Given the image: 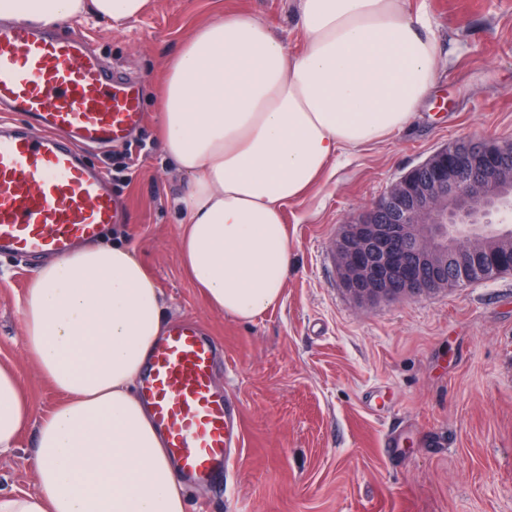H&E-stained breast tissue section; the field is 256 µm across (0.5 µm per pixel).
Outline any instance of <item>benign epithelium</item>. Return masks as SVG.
<instances>
[{"label":"benign epithelium","instance_id":"benign-epithelium-1","mask_svg":"<svg viewBox=\"0 0 512 512\" xmlns=\"http://www.w3.org/2000/svg\"><path fill=\"white\" fill-rule=\"evenodd\" d=\"M361 211L338 237L343 288L359 304L419 298L475 273L512 272V254L489 248L512 212V148L481 140L443 149Z\"/></svg>","mask_w":512,"mask_h":512}]
</instances>
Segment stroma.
Returning <instances> with one entry per match:
<instances>
[{
	"instance_id": "1",
	"label": "stroma",
	"mask_w": 512,
	"mask_h": 512,
	"mask_svg": "<svg viewBox=\"0 0 512 512\" xmlns=\"http://www.w3.org/2000/svg\"><path fill=\"white\" fill-rule=\"evenodd\" d=\"M440 46L438 81L405 132L353 150L285 223L291 248L281 303L252 321L208 307L179 256L173 202L187 180L162 152L158 89L166 58L201 22L239 12L269 21L289 51L296 0H154L114 28L78 24L107 71L141 82L149 150L136 172L122 147L92 151L127 220L129 246L162 292L167 319L196 318L217 343L214 386L244 415L232 491L186 484L188 512H512V274L372 305L342 288L335 238L350 217L435 152L461 140L512 142V0H409ZM39 265L0 254V360L36 414L57 401L22 348L18 304ZM25 432L0 454V492L36 491Z\"/></svg>"
}]
</instances>
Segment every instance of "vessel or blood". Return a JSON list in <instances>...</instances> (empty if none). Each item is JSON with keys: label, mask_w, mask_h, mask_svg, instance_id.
Masks as SVG:
<instances>
[{"label": "vessel or blood", "mask_w": 512, "mask_h": 512, "mask_svg": "<svg viewBox=\"0 0 512 512\" xmlns=\"http://www.w3.org/2000/svg\"><path fill=\"white\" fill-rule=\"evenodd\" d=\"M0 252L62 257L96 241L124 213L105 173L82 148L124 144L141 126L136 86L114 80L84 39L0 25ZM216 348L194 317L156 345L140 392L180 473L209 484L229 476L242 445V409L215 391Z\"/></svg>", "instance_id": "1"}]
</instances>
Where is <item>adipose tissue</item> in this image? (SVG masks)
<instances>
[{
	"mask_svg": "<svg viewBox=\"0 0 512 512\" xmlns=\"http://www.w3.org/2000/svg\"><path fill=\"white\" fill-rule=\"evenodd\" d=\"M152 0H0V18L119 28ZM289 53L245 14L197 27L166 63L162 149L187 178L180 256L207 305L241 321L276 307L290 266L284 209L345 151L404 130L432 93L436 35L407 0H300ZM25 355L58 396L42 417L0 361V454L35 431L36 492L0 512H187L183 482L134 386L165 331L160 291L128 247L98 240L36 269Z\"/></svg>",
	"mask_w": 512,
	"mask_h": 512,
	"instance_id": "1",
	"label": "adipose tissue"
}]
</instances>
